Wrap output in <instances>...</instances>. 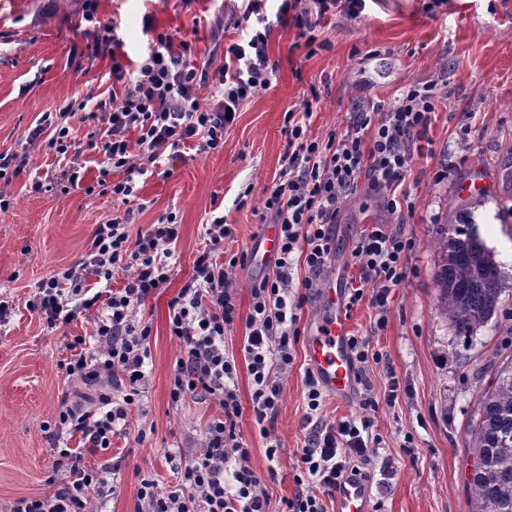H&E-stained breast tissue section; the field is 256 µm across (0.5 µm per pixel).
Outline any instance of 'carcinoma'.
Listing matches in <instances>:
<instances>
[{"instance_id": "1", "label": "carcinoma", "mask_w": 512, "mask_h": 512, "mask_svg": "<svg viewBox=\"0 0 512 512\" xmlns=\"http://www.w3.org/2000/svg\"><path fill=\"white\" fill-rule=\"evenodd\" d=\"M435 310L457 336L471 337L490 320L507 273L483 239L471 209L459 206L439 225ZM469 448V512H512V368L495 375L477 398Z\"/></svg>"}]
</instances>
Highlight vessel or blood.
I'll return each instance as SVG.
<instances>
[{
	"label": "vessel or blood",
	"instance_id": "b4317fda",
	"mask_svg": "<svg viewBox=\"0 0 512 512\" xmlns=\"http://www.w3.org/2000/svg\"><path fill=\"white\" fill-rule=\"evenodd\" d=\"M279 250L276 225H263L250 248L252 263L273 266ZM350 312L346 291L335 275H328L319 290V301L308 322L305 339V364L321 388L333 400L348 404L357 387L356 369L349 349ZM373 480L347 476L341 480L333 500L334 512H372Z\"/></svg>",
	"mask_w": 512,
	"mask_h": 512
}]
</instances>
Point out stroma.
I'll use <instances>...</instances> for the list:
<instances>
[{"label":"stroma","mask_w":512,"mask_h":512,"mask_svg":"<svg viewBox=\"0 0 512 512\" xmlns=\"http://www.w3.org/2000/svg\"><path fill=\"white\" fill-rule=\"evenodd\" d=\"M233 0H100L103 22L120 25L125 50L138 58L158 34L190 39L196 61H224L225 41L238 38ZM81 0H0V152L25 158L22 172L0 179V193L12 201L0 211V299L12 305L0 323V512L16 498L47 495L58 443L82 447L80 437L57 440L54 422L64 401L94 407L98 388L68 378L60 363L68 342L92 333L77 320L56 329L25 306L37 283L86 254L96 225L127 216L130 237L163 217L180 226L177 262L168 283L140 310L149 322L150 357L143 392L128 414L125 433L114 437L111 456L122 458L116 492L107 512H133L141 475L160 485L176 481L167 451L201 445L208 421L219 407L195 396L172 404L170 377L179 354L169 334V300L192 273L205 246L204 226L221 210L234 229L218 260L249 250L259 232L266 188L279 178L286 139V111L321 94L308 135L343 134L350 112L373 99L392 101L411 84L444 81L446 95L434 112L415 154L404 189L414 203L404 231L416 243L411 271L391 294L388 321L376 330V310L362 300L352 310L351 333L369 339L382 357L366 371L376 393L388 373L401 385L395 406L374 412L375 428L395 459L390 476L378 479L382 512H468L467 479L474 463L468 425L476 400L497 370L512 360V0H368L361 19L333 16L318 33L326 48L309 53L293 25L274 23L269 54L277 67L268 89L245 101L224 135L222 150L202 153L187 144L177 158L161 157L139 177L137 198L122 206L107 195H87L99 174V156H89L77 185L67 190L32 191L34 181L59 173L64 161L25 142L42 113L62 111L71 101L88 108L123 93L113 83L110 62L93 56L83 32ZM477 130L475 140H458L461 126ZM445 179H436L440 170ZM484 179L488 190L472 197L475 220L488 246L509 274L501 306L472 338L455 336L434 314L437 255L431 242L437 224L460 200V183ZM381 200L358 185L335 226L337 256L347 286L360 282L348 258L369 224L388 222ZM304 344L294 345V362L282 376V396L274 432L283 455L275 479L267 481L272 512L292 497V479L305 432ZM237 393L243 413L237 430L252 450L251 465L266 474L264 441L252 417L251 379L239 366ZM413 436L415 456L403 454Z\"/></svg>","instance_id":"1"}]
</instances>
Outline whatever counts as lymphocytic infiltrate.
I'll list each match as a JSON object with an SVG mask.
<instances>
[{
  "mask_svg": "<svg viewBox=\"0 0 512 512\" xmlns=\"http://www.w3.org/2000/svg\"><path fill=\"white\" fill-rule=\"evenodd\" d=\"M268 2L241 0L238 23L245 34L225 48L221 66L188 65L190 42L161 34L130 70L123 62L117 24L101 22L99 0H83L84 32L93 52L110 59L112 78L123 83L125 91L121 99L99 102L95 110L84 113L88 129L81 141L66 120L43 113L29 130L27 144L70 158L72 168L47 182H35V189L75 182V167L85 152L92 151L103 156L104 165L86 194L107 195L125 205L134 202L138 177L163 155H177L181 145L192 140L203 153L223 148L224 134L233 127L241 104L268 88L276 73L268 48L273 19H291L310 49L327 17L340 14L357 20L366 7V0H279L272 12ZM207 84L214 90V101L204 107L198 91ZM441 98L438 84L410 85L390 103L370 100L357 107L343 135L331 133L323 140L307 135L308 122L321 101L318 92L288 109L282 129L287 148L262 212L263 218L280 227V252L272 276L253 285L249 314L240 317L229 281L232 269L248 264V253L233 256L224 265L213 258L214 251L233 236L220 212L212 213L205 226L208 244L195 258L191 276L168 302L169 332L180 345L170 399L179 404L202 394L217 401L222 412L208 421L202 448L189 455L179 448L168 450L177 474L174 485L163 489L155 478L141 477L134 512H270L265 479L252 468V450L237 431L242 413L237 364L245 362L251 377L253 419L265 441L266 458L279 466L282 450L273 434L279 377L294 361L299 313L318 294L321 276L336 251L334 226L342 204L363 180L391 217L388 223L367 225L355 240L351 258L372 291L356 288L347 295L351 306L370 295L375 327L381 330L387 323L391 293L406 279L415 248L402 229L413 210L403 186ZM115 171L123 174L116 182L110 179ZM179 231L171 216L134 238L121 219L96 225L81 260L40 281L26 302L28 310L52 328L80 318L95 324L91 337L73 338L72 355L63 369L67 376L97 381L102 388L99 405L89 411L78 401L65 404L56 422L59 432L82 436L85 453L110 449L141 393L151 328L139 318L138 309L169 281L171 246ZM119 268L128 277L124 287L114 292L110 284ZM301 268L306 271L302 278L297 275ZM90 275L99 291L87 288ZM240 320L246 334L243 358L238 361L226 354L224 335ZM305 384L306 437L293 476L298 491L282 499L280 512H327L324 502L334 497L344 475L368 478L375 468L386 472L393 468L392 458L381 453L382 440L373 430L370 413L382 404L395 406L397 377L388 378L380 396L370 382H363L362 415L339 421L325 418L324 393L313 375H306ZM115 385L122 387V399L113 398ZM82 455L58 449L54 462L55 473L62 476L58 488L45 496L17 498L9 512H88L92 503L111 500L120 462L88 467Z\"/></svg>",
  "mask_w": 512,
  "mask_h": 512,
  "instance_id": "lymphocytic-infiltrate-1",
  "label": "lymphocytic infiltrate"
}]
</instances>
